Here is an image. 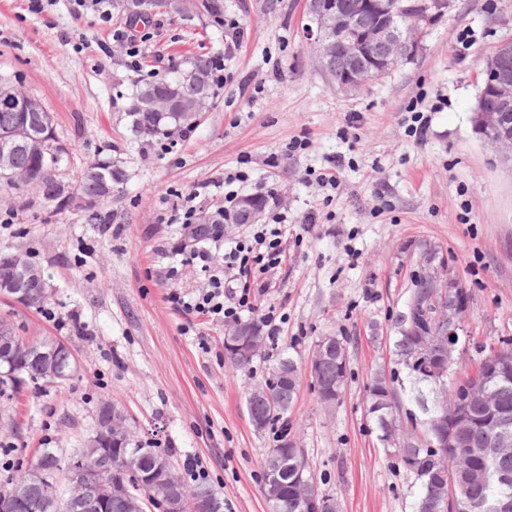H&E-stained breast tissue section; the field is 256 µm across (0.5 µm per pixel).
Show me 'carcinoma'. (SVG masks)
Listing matches in <instances>:
<instances>
[{"mask_svg":"<svg viewBox=\"0 0 512 512\" xmlns=\"http://www.w3.org/2000/svg\"><path fill=\"white\" fill-rule=\"evenodd\" d=\"M340 9L350 19L361 21L363 26L372 27L378 22L377 16L365 8V0H338ZM388 7L385 20L398 25L408 39L414 38L433 25L441 12L448 5V0H382ZM383 50L379 46L371 49V54L350 56L344 52L330 55L325 67L338 86L346 85V78L354 74H368L377 78L379 67L373 65V58L380 57ZM483 74L505 72L512 77V50L499 46L482 59ZM213 57L205 54L188 59L187 67L175 71L170 80L146 83L135 86L132 101L127 112L132 131L139 136L155 137L164 134L181 124L177 112H143L140 110L142 98L151 94L162 98L175 89L184 95H191L197 87H202L207 95H213ZM490 111L500 114L497 125L483 130V137L493 142L508 131L512 133V104L507 106L498 101L487 105ZM53 123L52 117L42 106L27 95L10 86H0V143H4L5 153L9 156L11 168L20 173L28 170H39L41 175L32 181L42 198L52 203L61 197L68 196V185L60 181L56 171L63 160V148L57 144L56 138L38 148L30 134L43 125ZM126 174L122 168L112 164L110 160H102L90 164L83 172L77 191L83 199L96 202L112 196L114 187L124 183ZM398 337L395 344L396 357L401 365L416 379H421L419 362L416 354L418 346L426 342L434 344L440 335L443 324L437 319V306L427 288L426 278L415 274L407 311L395 318ZM236 329L245 331V335L237 337V341L251 348L247 357L239 356L232 347H225L228 363L243 369L249 366L258 355L264 342L262 326L255 320L240 322ZM331 341V357L333 363L315 368L311 373L313 388L318 403L326 408L340 403L345 389L348 353L344 340L335 336L328 337ZM269 390V396L262 398L249 394L247 398L249 415L266 427L288 414V410L296 397L298 386V366L294 358L282 357L276 367L263 382ZM490 390L497 401L512 412V375L494 380ZM367 404L370 415L374 418L379 431V439H388L387 432L395 425L396 416L402 407V395L394 386V381L387 379L385 373L373 375L368 387ZM436 439V431L423 424L420 430H411L396 447L399 463L413 477L419 488L415 512H426L423 503L438 499L446 503V512H466L465 504L474 502L481 506L480 512H498V506L504 499L512 500V481L509 483L499 479V473L512 475V450L499 448L489 460V478L479 481L474 477V470L483 466V461L475 460L474 468L460 469L456 459L467 450V446L477 443H488L485 436L475 429L460 427L452 431L443 428L442 439L448 447L439 450L431 447ZM136 451V463L129 471L118 467V459L124 453ZM441 452L448 459L445 475L428 481L416 473V465L426 460L435 452ZM164 457L160 451L139 450L133 443L128 432L124 431L112 440V454L104 455L96 464V472L86 479V496L89 507L84 512H98L94 506L100 481H112V504L110 512H140L142 498L153 497L158 508H164L161 500L163 489L153 483L151 475L156 464ZM303 471L308 477L310 473L304 458L303 449L293 442L283 440L271 449L263 463L264 487L276 485L277 493L267 499L270 512H303L304 502L295 481L297 471ZM462 493L454 499L448 497V486ZM27 497L33 508L29 512H39L42 500L53 494V485L44 480L32 482L26 487ZM187 499L195 503L200 512H209V499L218 497L210 487L198 484L185 489Z\"/></svg>","mask_w":512,"mask_h":512,"instance_id":"1","label":"carcinoma"}]
</instances>
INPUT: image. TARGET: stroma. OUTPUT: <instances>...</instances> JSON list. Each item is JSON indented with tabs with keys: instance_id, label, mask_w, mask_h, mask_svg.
I'll use <instances>...</instances> for the list:
<instances>
[{
	"instance_id": "1",
	"label": "stroma",
	"mask_w": 512,
	"mask_h": 512,
	"mask_svg": "<svg viewBox=\"0 0 512 512\" xmlns=\"http://www.w3.org/2000/svg\"><path fill=\"white\" fill-rule=\"evenodd\" d=\"M189 0L187 14L150 8L154 37L141 70L126 63L111 24L71 0L32 9L0 0V79L38 100L66 149L63 175L77 183L98 160L127 178L112 199L45 204L36 189L0 192V249L43 271L42 306L0 299V321L17 335L58 337L77 374L65 384L26 386L0 398V485L40 449L69 455L93 434L108 401L135 441L165 452L185 486L189 463L224 500V512H268L262 463L280 437L304 448L320 493L341 512H414L413 479L378 439L367 412L370 374L396 366L393 319L406 311L425 247L468 293L458 359L473 370L490 349L512 348V159L475 130L480 59L512 39V0H450L418 54L385 77L340 90L320 69L305 30L309 0H217L218 13ZM246 35L224 54L223 18ZM224 67L209 110L172 133L175 145L140 138L126 111L135 82L163 78L192 55ZM426 95L424 140L407 106ZM343 159L338 185L316 177ZM240 173L242 194L286 211L288 257L249 316L274 311L260 357L234 371L224 361V322L167 300L205 286L182 224L184 194L198 213L223 205L222 181ZM343 338L348 383L336 408L317 404L302 375L287 418L256 432L246 398L290 354L308 366L321 337Z\"/></svg>"
}]
</instances>
